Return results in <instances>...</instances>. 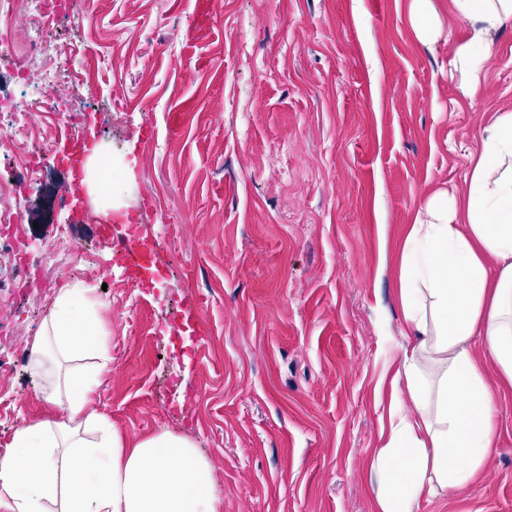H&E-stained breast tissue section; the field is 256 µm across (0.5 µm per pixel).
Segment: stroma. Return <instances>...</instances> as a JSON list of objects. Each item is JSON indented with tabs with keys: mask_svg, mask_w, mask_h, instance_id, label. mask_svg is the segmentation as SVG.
<instances>
[{
	"mask_svg": "<svg viewBox=\"0 0 512 512\" xmlns=\"http://www.w3.org/2000/svg\"><path fill=\"white\" fill-rule=\"evenodd\" d=\"M409 0H91L57 29L78 46L60 68L65 104L124 165L122 209L152 197L169 237L159 282L137 289L86 224L82 252L49 258L45 204L67 168L44 171L18 206L26 266L50 280L0 291V353L31 345L61 288L96 290L112 362L95 408L126 439L162 429L213 467L222 512H374L369 462L389 430L403 312L399 265L417 211L466 188L483 129L512 112V21L485 82L462 95L446 38L414 35ZM153 138L140 144L144 126ZM194 318L164 334L188 299ZM497 446L463 489L417 512H512V385L481 338ZM27 365L0 376V448L43 415Z\"/></svg>",
	"mask_w": 512,
	"mask_h": 512,
	"instance_id": "obj_1",
	"label": "stroma"
}]
</instances>
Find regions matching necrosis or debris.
<instances>
[{
  "instance_id": "necrosis-or-debris-1",
  "label": "necrosis or debris",
  "mask_w": 512,
  "mask_h": 512,
  "mask_svg": "<svg viewBox=\"0 0 512 512\" xmlns=\"http://www.w3.org/2000/svg\"><path fill=\"white\" fill-rule=\"evenodd\" d=\"M78 0H0V58L15 62L14 71L19 80H27L25 66L19 56L37 59L55 52L72 54L73 43L58 38L55 24L74 13ZM25 20L27 34L24 42H17L16 23ZM62 80L59 70L47 69L40 75L36 90L22 98L0 97V122L11 119L10 131L20 145L17 154L9 157L7 173H0V259H7L12 269H20L25 261L28 245L24 240V214L13 207L12 198L35 181L41 171L65 165L66 159L57 147L60 131L50 128L39 131L38 119L46 112H60L63 125L79 126L84 122L82 109L61 103ZM24 169L26 179L12 177L15 169Z\"/></svg>"
}]
</instances>
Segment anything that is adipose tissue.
<instances>
[{"label": "adipose tissue", "instance_id": "obj_1", "mask_svg": "<svg viewBox=\"0 0 512 512\" xmlns=\"http://www.w3.org/2000/svg\"><path fill=\"white\" fill-rule=\"evenodd\" d=\"M420 41L465 23L451 42L462 94L483 83L492 35L512 20V0H410ZM499 265L490 277L486 263ZM401 368L412 408L396 405L373 470L377 512H417L423 496L456 491L483 469L497 443L496 400L473 354L474 336L512 384V113L485 128L466 192L438 190L418 211L404 242ZM102 303L89 288L58 292L30 347L29 369L46 417L15 430L0 459V500L11 512H221L212 466L187 437L164 429L127 445L93 409L112 360ZM97 359L95 371L80 368Z\"/></svg>", "mask_w": 512, "mask_h": 512}]
</instances>
